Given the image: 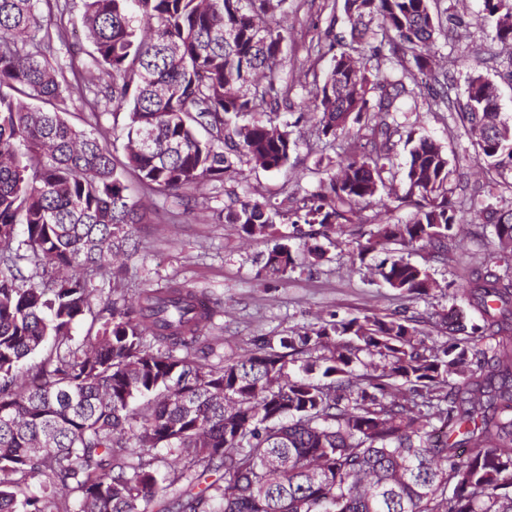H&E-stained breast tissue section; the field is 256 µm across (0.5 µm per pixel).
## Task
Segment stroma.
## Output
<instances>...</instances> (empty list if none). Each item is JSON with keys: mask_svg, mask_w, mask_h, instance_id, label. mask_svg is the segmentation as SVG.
Returning a JSON list of instances; mask_svg holds the SVG:
<instances>
[{"mask_svg": "<svg viewBox=\"0 0 512 512\" xmlns=\"http://www.w3.org/2000/svg\"><path fill=\"white\" fill-rule=\"evenodd\" d=\"M323 0H288L286 11L275 19L291 30L288 51L303 54L304 47L323 25ZM449 17L461 18L458 37H437L436 59L448 65V82L453 92L463 90L474 70L494 82L499 106L512 116V46L494 38V25L484 18L480 0H441ZM400 119L417 135L434 140L448 155L451 184L459 210L476 212V187L485 184L481 168L472 159V138L454 112H429L406 100ZM314 112L293 129L298 147L287 168L268 172L254 164L236 162V173L225 186L204 184L178 195H160L131 183V195L140 200L148 221L135 225L136 252L122 258L120 265L103 264L87 270L91 287L103 294H115L133 301L143 290L180 281L205 289L221 304L215 318L216 341L208 354L209 363L237 360L247 355L259 336H289L318 323L329 312L342 317L364 315L386 317L395 313L413 319L422 334L437 337L439 312L452 306L465 307L459 291L470 267L489 264L512 274V265L499 258L492 225L463 224L448 243L447 258L429 249L410 251L412 262L427 267L437 282L428 297L418 298L385 285L376 273L379 252L360 253L374 224L386 218L403 222L409 208L396 207L390 192L400 188V178L409 158L403 139H396L392 154L393 181L380 189L359 215L357 223L337 228L332 238L295 240L296 248L310 245L321 249L320 257L299 258L288 275H272L262 270L259 259L275 243L276 236L242 238L237 225L219 217L225 190H235L242 198L263 201L289 199L296 202L313 191L320 180L338 168L349 150L347 139L335 143L318 141Z\"/></svg>", "mask_w": 512, "mask_h": 512, "instance_id": "1", "label": "stroma"}]
</instances>
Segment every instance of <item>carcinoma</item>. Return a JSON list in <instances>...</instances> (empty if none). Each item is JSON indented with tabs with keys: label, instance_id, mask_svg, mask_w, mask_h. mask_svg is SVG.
<instances>
[{
	"label": "carcinoma",
	"instance_id": "cac0c4a2",
	"mask_svg": "<svg viewBox=\"0 0 512 512\" xmlns=\"http://www.w3.org/2000/svg\"><path fill=\"white\" fill-rule=\"evenodd\" d=\"M481 2L495 38L512 44V25L500 23L512 0ZM286 3L84 0L102 86L55 56L69 0H0V512H512L511 275L471 268L469 311L439 314L450 337L429 346L401 314H332L211 365L198 352L218 304L204 291L175 283L99 308L73 274L126 247L143 222L127 175L177 193L224 184L234 157L266 171L288 164L296 106L280 67L290 33L273 23ZM325 6L306 61L328 65L313 75L308 107L331 142L368 130L367 150L291 209L228 196L224 223L249 238L271 234L280 217L309 225V238L353 223L391 173L407 75L419 76L428 111L454 110L490 132L474 144L481 168L512 175V118L484 92L491 82L477 72L462 95L448 94V70L431 53L448 22L439 0H343L351 41L339 53L336 0ZM104 99L115 104L107 127ZM76 101L93 130L68 119ZM117 129L122 160L109 148ZM406 141L395 201L413 216L378 222L360 252H387L377 274L425 298L428 269L390 246L439 254L465 219L441 147L411 131ZM480 214L511 260L512 208L489 203ZM20 227L22 253L12 248ZM263 261L275 275L294 269L288 237ZM25 263L57 274L55 286L27 283ZM467 319L491 344L453 337ZM361 352L384 361L381 373L358 370ZM157 448L179 467L162 471Z\"/></svg>",
	"mask_w": 512,
	"mask_h": 512
}]
</instances>
